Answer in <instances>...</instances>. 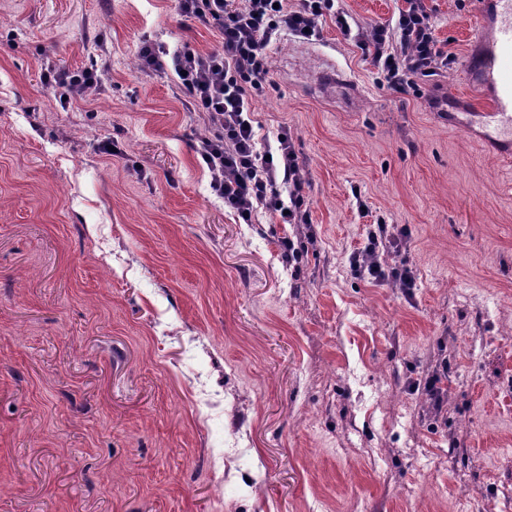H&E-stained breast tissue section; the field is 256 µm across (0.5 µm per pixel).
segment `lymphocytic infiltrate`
Masks as SVG:
<instances>
[{"label": "lymphocytic infiltrate", "instance_id": "1", "mask_svg": "<svg viewBox=\"0 0 512 512\" xmlns=\"http://www.w3.org/2000/svg\"><path fill=\"white\" fill-rule=\"evenodd\" d=\"M177 8L182 16L214 31L219 48H186L167 61L163 47L147 41L140 48L142 68L150 72L172 65L193 110L212 123V135L201 140L197 151L213 191L247 224L261 211L283 224L310 223L306 172L295 144L282 133L276 147H258L253 100L264 90L266 50L273 36L285 30L317 39L321 20L328 18L348 37L352 17L336 9L335 0H299L293 8L288 0H177ZM358 42L387 86L401 94L420 92V80L454 62L435 35L425 0H404L393 22L375 25ZM42 79L70 100L100 81L96 69L71 72L51 64L44 67ZM406 236V227L377 220L351 262L368 281L391 279L415 287L411 268L392 267L384 259Z\"/></svg>", "mask_w": 512, "mask_h": 512}]
</instances>
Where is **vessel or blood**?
<instances>
[{"label":"vessel or blood","mask_w":512,"mask_h":512,"mask_svg":"<svg viewBox=\"0 0 512 512\" xmlns=\"http://www.w3.org/2000/svg\"><path fill=\"white\" fill-rule=\"evenodd\" d=\"M480 31L476 51L468 55L465 74L474 101L449 113L451 123L477 128L499 154L512 155V0H477Z\"/></svg>","instance_id":"vessel-or-blood-1"}]
</instances>
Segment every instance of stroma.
<instances>
[{
  "instance_id": "1",
  "label": "stroma",
  "mask_w": 512,
  "mask_h": 512,
  "mask_svg": "<svg viewBox=\"0 0 512 512\" xmlns=\"http://www.w3.org/2000/svg\"><path fill=\"white\" fill-rule=\"evenodd\" d=\"M426 2L457 61L419 97L331 20L272 38L255 130L292 137L311 221L241 224L204 115L139 65L211 31L175 0H0V512H512V161L432 106L477 28ZM400 3L336 0L366 29ZM48 63L103 92L62 107ZM379 217L416 288L352 269ZM163 55H166V53L162 46L145 41L140 48L142 69L146 72L164 69L166 63L163 60Z\"/></svg>"
}]
</instances>
